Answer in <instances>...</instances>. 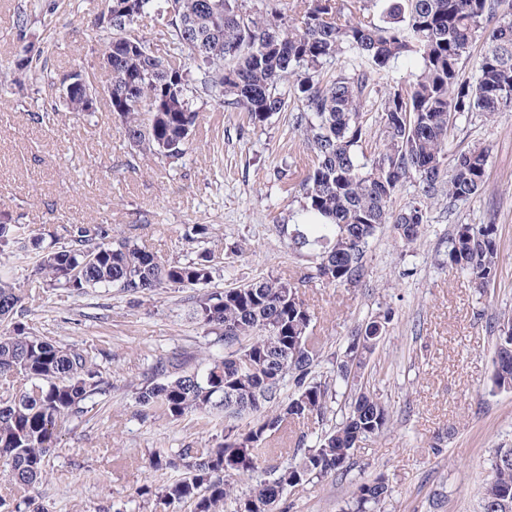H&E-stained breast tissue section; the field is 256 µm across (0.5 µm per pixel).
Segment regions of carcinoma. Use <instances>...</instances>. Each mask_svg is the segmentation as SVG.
<instances>
[{"instance_id": "carcinoma-1", "label": "carcinoma", "mask_w": 512, "mask_h": 512, "mask_svg": "<svg viewBox=\"0 0 512 512\" xmlns=\"http://www.w3.org/2000/svg\"><path fill=\"white\" fill-rule=\"evenodd\" d=\"M106 2L97 22L101 83L136 150L171 163L183 159L199 115L193 108L199 87L217 105L247 112L255 125L282 111L288 96L299 102L294 128L315 162L299 184L308 220L293 225L290 241L297 251H315L314 277L329 286H358L370 241L384 225L408 245L428 223V200L443 194L451 204L478 195L488 150L450 151L451 131L459 118L491 121L512 112V13H499L502 0H308L292 24L282 0H266L254 17L239 0ZM159 13L166 19L157 31L164 49L154 50L132 29ZM28 29L22 12L14 72L31 79L45 71L44 50L28 40ZM479 41L477 76L467 82L460 71ZM400 57L420 63L403 87L389 74ZM340 59L336 74L327 76ZM374 90L382 93L383 139L368 156L363 108ZM410 178L420 195L397 210L393 198ZM9 245L38 254L37 288L72 294L206 285L216 272L206 251L169 263L143 244L112 236L108 224H62L46 244L23 224L1 223L0 246ZM447 257L450 269L487 288L497 275L495 224L458 225ZM25 299L0 278V475L16 491L14 512H40L30 490L48 475L56 431L84 416L112 383L97 356L25 331ZM190 314L217 336L224 353L203 372L188 369L194 359L188 350L157 358L136 388L139 404L175 418L219 408L260 416L243 431L224 427V439L211 448L156 453L150 466L182 471L163 488V505L224 512L230 503L233 512H278L288 488L344 469L358 442L388 426L386 406L358 383L388 313L366 322L323 382L320 343L308 334L310 308L288 280L261 277L199 295ZM17 374L25 383L14 392L7 384ZM290 384L294 391L286 395ZM334 384L353 390L342 420L312 446L304 439L293 450L278 446L273 434L288 421L324 418ZM492 384L512 389V320L500 329ZM492 471L482 512H512V448L496 449ZM243 477L254 481L246 492L237 489ZM390 493L383 476L361 482L344 512H377Z\"/></svg>"}]
</instances>
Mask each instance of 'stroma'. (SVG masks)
Returning <instances> with one entry per match:
<instances>
[{"label":"stroma","instance_id":"35a3bbf8","mask_svg":"<svg viewBox=\"0 0 512 512\" xmlns=\"http://www.w3.org/2000/svg\"><path fill=\"white\" fill-rule=\"evenodd\" d=\"M104 8L105 0H0V217L46 234L109 224L168 262L194 258L201 245L188 229L209 225V247L224 259L212 288L267 276L299 282L310 329L325 342L324 372L365 319L390 311L362 378L388 406V428L358 443L346 470L291 488L282 512H339L357 484L380 475L391 487L382 512H480L494 451L512 448V390L491 384L498 325L512 316V112L454 132L452 148L488 150L477 196L429 200V222L412 245L381 228L360 284L334 288L314 279L311 254L289 246L298 185L314 164L292 128L296 102L259 126L199 98L189 150L171 164L136 152L106 99L95 111L68 112L53 109L43 80L22 92L10 85L19 11L30 10V38L58 78L96 71L94 23ZM488 214L499 262L483 292L449 271L446 253L458 225ZM196 294L178 286L139 295L49 289L30 299L31 332L96 353L112 383L98 406L57 431L48 475L31 491L44 512H164L157 493L180 472L150 467L151 455L209 447L223 435V413L174 419L134 399L157 357L185 348L203 370L218 352L188 316Z\"/></svg>","mask_w":512,"mask_h":512}]
</instances>
